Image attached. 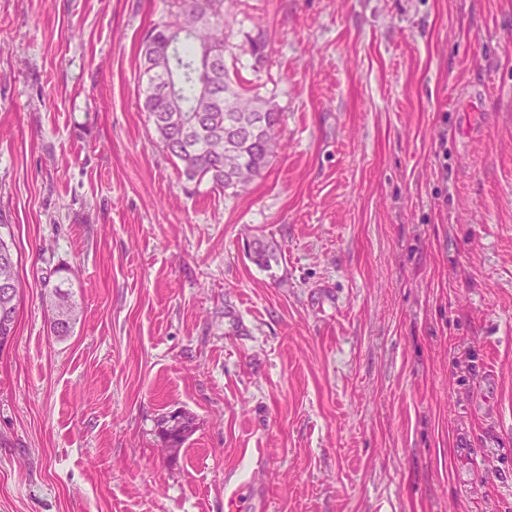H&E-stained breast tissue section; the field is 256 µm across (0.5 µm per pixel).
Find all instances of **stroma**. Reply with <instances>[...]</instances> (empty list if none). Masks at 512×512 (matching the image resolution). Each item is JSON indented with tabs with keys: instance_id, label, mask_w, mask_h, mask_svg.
I'll use <instances>...</instances> for the list:
<instances>
[{
	"instance_id": "35a3bbf8",
	"label": "stroma",
	"mask_w": 512,
	"mask_h": 512,
	"mask_svg": "<svg viewBox=\"0 0 512 512\" xmlns=\"http://www.w3.org/2000/svg\"><path fill=\"white\" fill-rule=\"evenodd\" d=\"M171 3L0 0V512H512V0H224L283 143L227 194L142 108ZM65 280H67V278H61L58 283L54 284L47 296L48 307L52 312V316L49 322L50 331L52 334H54V336H57L60 339L71 336L82 312V308L74 299L73 292L69 289L62 288ZM63 309H66L70 315L68 322H62L65 320L64 315L59 317V320L61 321L57 320L55 317L56 311ZM171 412L163 415L159 421V438L162 440V448L168 453H177L190 437L194 430L193 417L183 411L178 410V419L172 423Z\"/></svg>"
}]
</instances>
